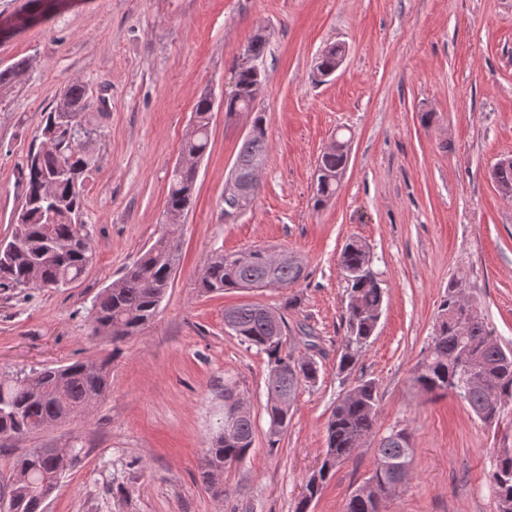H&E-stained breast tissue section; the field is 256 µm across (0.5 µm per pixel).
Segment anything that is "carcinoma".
<instances>
[{
    "instance_id": "carcinoma-1",
    "label": "carcinoma",
    "mask_w": 512,
    "mask_h": 512,
    "mask_svg": "<svg viewBox=\"0 0 512 512\" xmlns=\"http://www.w3.org/2000/svg\"><path fill=\"white\" fill-rule=\"evenodd\" d=\"M341 45L331 46L317 64L319 76L336 70V54ZM28 69L21 59L0 70V93L20 83ZM264 73L236 72V93L224 108H242L255 86L263 84ZM89 107L86 87L79 81L64 89L55 104L44 113L40 125L42 141L51 144L28 156L25 174V213L15 222L11 252H0V289L52 290L80 281L94 258L92 235L85 219L84 182L96 166L97 158L88 149V132L82 117ZM214 105L209 94L198 97L194 117L182 143V153L203 157L210 142V124ZM339 149L321 154L317 161L316 191L313 207H323L336 195L339 176L349 157L350 139L336 135ZM267 149L264 114L254 112L252 132L239 150L236 164L247 174L263 162ZM492 180L512 193V161L496 163ZM195 177L172 172L166 213L177 218L189 211L194 202ZM159 235L138 257L127 265L121 276L95 297L89 314L90 335L108 336L112 356L119 344L139 335L156 317L171 287L181 255ZM339 265L347 282V302L343 310L346 336L338 361V371L350 369L374 336L382 314L385 290L371 266L370 251L360 239H351L343 247ZM300 274L290 263L275 269L259 253L249 248L235 253L213 252L206 260L196 288L203 293L229 289L290 288ZM261 304H244L224 310L231 320L229 330L250 348L264 353L267 368L282 366L283 373L268 379L266 414L269 418V449H277L278 436L288 428L299 390L312 386L319 378V366L313 355L283 347L288 329L285 317L275 327L263 315ZM111 360L74 362L45 368L27 377L0 379V447L27 434L52 425L72 422L108 393L111 387ZM413 385L426 394L455 395L482 423L499 420L505 406L512 403V350L494 336L480 308L460 295L458 284L448 285L440 304L426 354L413 369ZM245 400L234 384L224 386V429L203 449L200 477L214 495L226 496L224 469L235 460H243L254 442L251 415H232L233 406ZM379 399L377 385L361 380L352 395L343 396L328 419L324 464L326 473L319 480L305 481L304 492L295 512H309L336 468L348 461L355 450L369 440L376 441L372 475L353 492L345 512H383L384 503L410 479L414 448L409 435L392 431L378 436ZM76 454L62 458L51 447L34 448L15 463L23 480L12 484L6 512H43L45 496L52 492L51 479L58 481L70 467ZM489 489L496 512H512V448L496 452L488 474Z\"/></svg>"
}]
</instances>
